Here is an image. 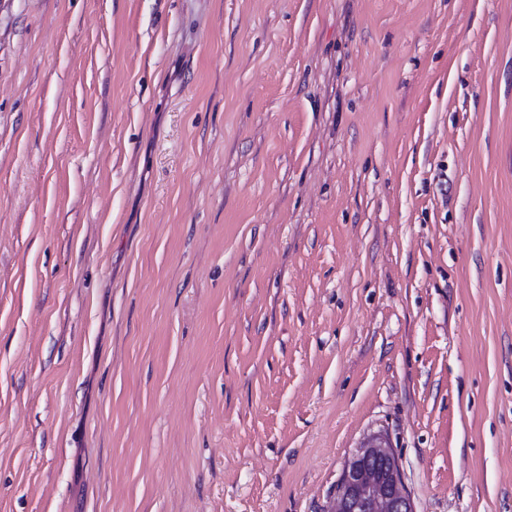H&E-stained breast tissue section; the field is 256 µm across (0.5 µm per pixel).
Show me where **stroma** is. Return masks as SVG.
<instances>
[{
  "label": "stroma",
  "instance_id": "35a3bbf8",
  "mask_svg": "<svg viewBox=\"0 0 512 512\" xmlns=\"http://www.w3.org/2000/svg\"><path fill=\"white\" fill-rule=\"evenodd\" d=\"M512 512V0H0V512ZM415 512L395 454L383 440L362 448L345 465L334 512Z\"/></svg>",
  "mask_w": 512,
  "mask_h": 512
}]
</instances>
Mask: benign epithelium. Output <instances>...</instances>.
I'll list each match as a JSON object with an SVG mask.
<instances>
[{
    "label": "benign epithelium",
    "mask_w": 512,
    "mask_h": 512,
    "mask_svg": "<svg viewBox=\"0 0 512 512\" xmlns=\"http://www.w3.org/2000/svg\"><path fill=\"white\" fill-rule=\"evenodd\" d=\"M415 512L395 454L383 440L361 449L345 465L334 512Z\"/></svg>",
    "instance_id": "benign-epithelium-1"
}]
</instances>
